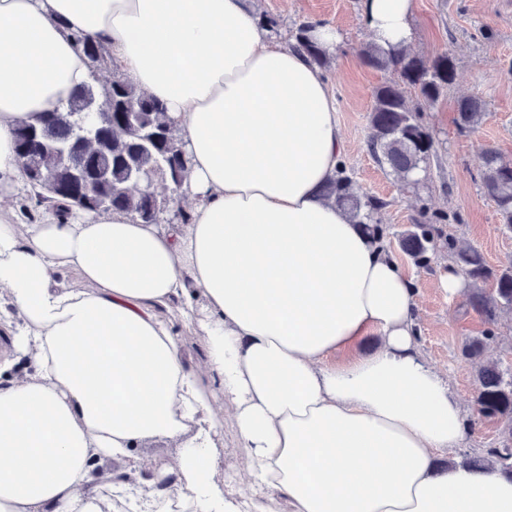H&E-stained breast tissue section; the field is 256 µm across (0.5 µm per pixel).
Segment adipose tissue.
<instances>
[{"label": "adipose tissue", "instance_id": "obj_1", "mask_svg": "<svg viewBox=\"0 0 512 512\" xmlns=\"http://www.w3.org/2000/svg\"><path fill=\"white\" fill-rule=\"evenodd\" d=\"M412 9L362 2L386 49L408 44ZM75 32L163 104L190 223L11 207L17 126L88 79ZM344 153L319 69L245 0H0V512H111L127 486L96 463L155 439L178 466L152 470L133 512H512L511 477L446 462L465 413L420 352L412 279L321 195ZM172 307L207 336L209 388ZM218 395L245 452L220 482Z\"/></svg>", "mask_w": 512, "mask_h": 512}]
</instances>
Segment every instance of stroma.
Here are the masks:
<instances>
[{
    "instance_id": "35a3bbf8",
    "label": "stroma",
    "mask_w": 512,
    "mask_h": 512,
    "mask_svg": "<svg viewBox=\"0 0 512 512\" xmlns=\"http://www.w3.org/2000/svg\"><path fill=\"white\" fill-rule=\"evenodd\" d=\"M249 5L278 20L274 34L283 42L303 22L338 30L340 41L321 74L336 96L347 168L364 193L385 203L376 221L396 235L420 223L423 213L445 214L435 226L436 247L427 263L415 264L395 245L389 251L416 284L423 356L448 375L466 418H473L477 373L462 359L461 348L469 338L493 331L485 358L512 368V312L487 327L466 297H449L438 280L451 265L452 245L478 247L494 266L512 261V233L499 230L497 207L482 189L486 148L512 163V0H413L408 51L426 60L448 53L455 80L423 114L436 152L426 171L408 181L384 170L367 147L373 92L393 74L366 65L360 56L370 40L360 0H249ZM471 95L482 98L484 116L477 127L463 129L457 102Z\"/></svg>"
}]
</instances>
